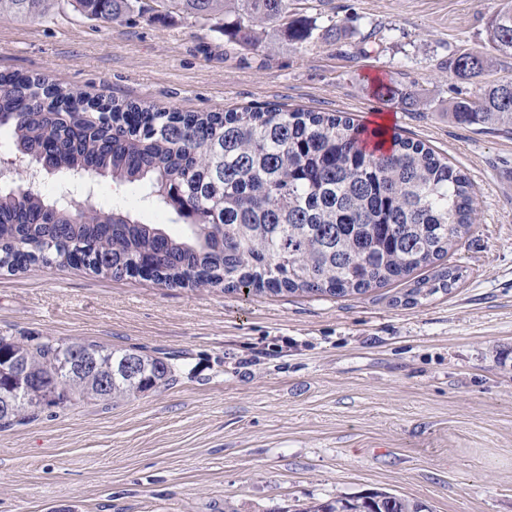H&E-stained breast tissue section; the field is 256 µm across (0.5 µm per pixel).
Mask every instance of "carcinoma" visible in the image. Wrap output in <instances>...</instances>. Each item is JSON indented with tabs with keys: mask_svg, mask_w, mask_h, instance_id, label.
Here are the masks:
<instances>
[{
	"mask_svg": "<svg viewBox=\"0 0 512 512\" xmlns=\"http://www.w3.org/2000/svg\"><path fill=\"white\" fill-rule=\"evenodd\" d=\"M90 19L112 22L139 0H75ZM186 15H232L224 35L257 48L267 25L291 42L315 27L291 17L293 0H162ZM48 0H0V14L40 17ZM491 48L512 56V0L488 23ZM492 58L461 51L449 61L460 80L482 76ZM464 125L512 133V79L448 106ZM43 170L145 184L189 233L172 236L129 211L67 206L38 192L0 191V268L41 263L83 266L113 278L141 276L166 286L248 292L362 293L433 264L475 221L471 184L422 142L370 130L354 119L277 107L241 112H167L96 101L40 77L0 73V128ZM457 268L415 282L450 289ZM95 354L94 372L68 369L74 348ZM173 366L96 343L0 336V428L41 407L114 400L166 387ZM109 381L102 388L100 378ZM302 512H423L414 500L378 494L336 497Z\"/></svg>",
	"mask_w": 512,
	"mask_h": 512,
	"instance_id": "obj_1",
	"label": "carcinoma"
}]
</instances>
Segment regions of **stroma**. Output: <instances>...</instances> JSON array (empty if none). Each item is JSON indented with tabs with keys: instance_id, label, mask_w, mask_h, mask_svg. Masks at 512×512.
<instances>
[{
	"instance_id": "obj_1",
	"label": "stroma",
	"mask_w": 512,
	"mask_h": 512,
	"mask_svg": "<svg viewBox=\"0 0 512 512\" xmlns=\"http://www.w3.org/2000/svg\"><path fill=\"white\" fill-rule=\"evenodd\" d=\"M71 2L0 15V72L166 111L280 105L380 123L460 168L476 219L415 276L462 278L414 304V278L337 298L0 271V334L174 360L167 387L0 428V512H298L376 492L426 512H512V134L448 117L482 86L449 72L453 53L491 54V77H512V57L487 44L502 0H299L312 39L254 50L228 40L223 19L162 15L156 0L112 24ZM332 21L346 38L323 35ZM382 82L416 102L378 99ZM95 189L186 229L144 185L99 177Z\"/></svg>"
}]
</instances>
